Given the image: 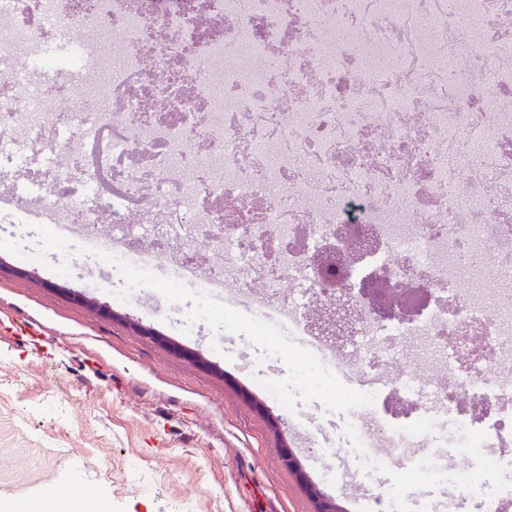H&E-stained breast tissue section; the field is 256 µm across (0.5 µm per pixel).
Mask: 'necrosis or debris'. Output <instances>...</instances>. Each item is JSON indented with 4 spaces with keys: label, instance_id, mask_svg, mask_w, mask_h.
Here are the masks:
<instances>
[{
    "label": "necrosis or debris",
    "instance_id": "necrosis-or-debris-1",
    "mask_svg": "<svg viewBox=\"0 0 512 512\" xmlns=\"http://www.w3.org/2000/svg\"><path fill=\"white\" fill-rule=\"evenodd\" d=\"M456 70H448V54ZM1 224L190 291L274 338L298 377L359 368L353 436L391 448L417 512L431 483L512 500V0H0ZM75 224H140L152 250ZM206 224H222L209 241ZM224 253L209 266L204 256ZM358 299L352 348L313 334L317 256ZM297 291L281 295L283 283ZM469 328L471 339L453 337ZM420 336L446 374L386 379ZM476 468L448 465V445Z\"/></svg>",
    "mask_w": 512,
    "mask_h": 512
}]
</instances>
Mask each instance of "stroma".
<instances>
[{"instance_id": "35a3bbf8", "label": "stroma", "mask_w": 512, "mask_h": 512, "mask_svg": "<svg viewBox=\"0 0 512 512\" xmlns=\"http://www.w3.org/2000/svg\"><path fill=\"white\" fill-rule=\"evenodd\" d=\"M40 233L0 224V502L79 484L108 512H316L313 484L367 512L357 450L317 448L344 431L351 405L330 397L357 389V374L298 385L270 338L225 335L223 292L204 324L187 292L119 299L105 263L25 256ZM271 380L288 405L261 392Z\"/></svg>"}]
</instances>
